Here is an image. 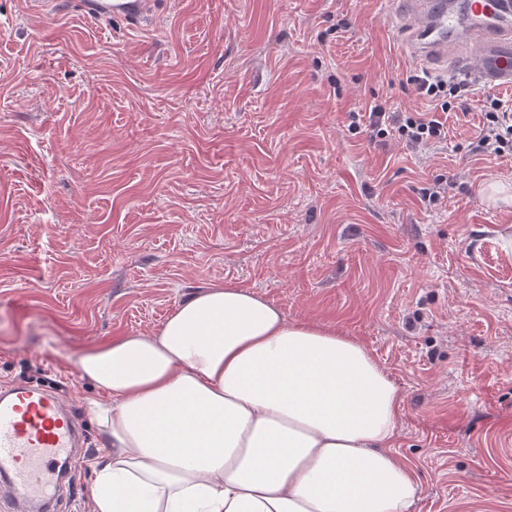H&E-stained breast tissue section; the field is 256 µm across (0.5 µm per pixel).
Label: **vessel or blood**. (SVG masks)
<instances>
[{"mask_svg": "<svg viewBox=\"0 0 512 512\" xmlns=\"http://www.w3.org/2000/svg\"><path fill=\"white\" fill-rule=\"evenodd\" d=\"M414 67L448 69L489 90L512 89V0H397ZM86 19L153 20L156 0H76ZM82 425L55 391L14 386L0 392V484L17 512H50L52 472L73 464Z\"/></svg>", "mask_w": 512, "mask_h": 512, "instance_id": "1", "label": "vessel or blood"}]
</instances>
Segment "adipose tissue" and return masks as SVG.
I'll return each mask as SVG.
<instances>
[{"instance_id":"adipose-tissue-1","label":"adipose tissue","mask_w":512,"mask_h":512,"mask_svg":"<svg viewBox=\"0 0 512 512\" xmlns=\"http://www.w3.org/2000/svg\"><path fill=\"white\" fill-rule=\"evenodd\" d=\"M104 439L91 512H411L399 390L340 330L212 283L77 356Z\"/></svg>"}]
</instances>
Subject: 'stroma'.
I'll use <instances>...</instances> for the list:
<instances>
[{"label":"stroma","instance_id":"35a3bbf8","mask_svg":"<svg viewBox=\"0 0 512 512\" xmlns=\"http://www.w3.org/2000/svg\"><path fill=\"white\" fill-rule=\"evenodd\" d=\"M391 0H159L156 21L0 0V386L83 408L87 347L246 287L361 342L402 401L412 512H512V157L473 153L489 92L419 151L349 131L428 112ZM447 185L430 201L423 188ZM56 512H90L103 438Z\"/></svg>","mask_w":512,"mask_h":512}]
</instances>
